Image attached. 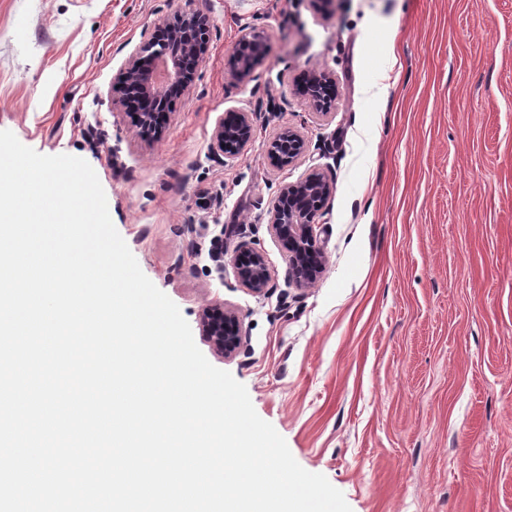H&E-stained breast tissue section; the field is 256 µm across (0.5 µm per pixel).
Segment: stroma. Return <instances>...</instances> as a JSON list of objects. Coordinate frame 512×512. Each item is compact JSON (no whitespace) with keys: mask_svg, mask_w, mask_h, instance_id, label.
<instances>
[{"mask_svg":"<svg viewBox=\"0 0 512 512\" xmlns=\"http://www.w3.org/2000/svg\"><path fill=\"white\" fill-rule=\"evenodd\" d=\"M189 4L209 52L147 143L114 78ZM249 30L269 49L240 83ZM314 69L336 83L325 115L297 91ZM231 110L255 136L219 157ZM288 127L307 151L278 168ZM0 130L92 166L198 348L352 512H512V0H0ZM314 171L334 187L326 263L300 290L268 211ZM243 242L267 258L264 295L237 281ZM216 302L240 319L230 357L199 333ZM267 51L266 37L262 33L255 30L243 33L233 58L232 78L240 83L249 81L254 71L264 63Z\"/></svg>","mask_w":512,"mask_h":512,"instance_id":"stroma-1","label":"stroma"}]
</instances>
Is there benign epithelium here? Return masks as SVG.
Returning <instances> with one entry per match:
<instances>
[{
    "label": "benign epithelium",
    "mask_w": 512,
    "mask_h": 512,
    "mask_svg": "<svg viewBox=\"0 0 512 512\" xmlns=\"http://www.w3.org/2000/svg\"><path fill=\"white\" fill-rule=\"evenodd\" d=\"M210 18L191 6L156 27L152 37L131 55L115 82L121 104L136 103L140 112L136 126L145 140L162 134L155 119L166 116L169 93L188 91L209 52ZM266 37L255 30L241 35L234 55L231 76L239 83L251 79L267 56ZM316 110L329 109L334 83L329 72L315 70L301 87ZM253 139V124L247 112L232 111L221 119L213 133L211 149L227 156L240 154ZM306 150L304 138L287 129L268 148L271 162L278 166L294 163ZM333 192V184L320 174H310L288 185L268 211V226L288 257V280L299 289L313 285L325 268V257L316 232V219ZM236 278L255 295L265 294L270 272L267 258L243 242L235 261ZM202 335L215 352L230 355L240 346L241 323L237 313L221 304L208 305L200 318Z\"/></svg>",
    "instance_id": "obj_1"
}]
</instances>
